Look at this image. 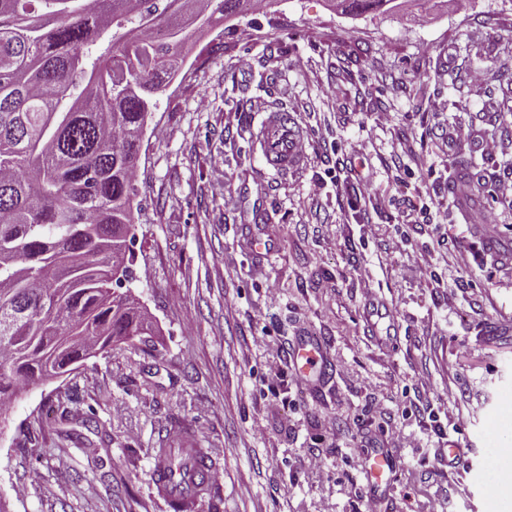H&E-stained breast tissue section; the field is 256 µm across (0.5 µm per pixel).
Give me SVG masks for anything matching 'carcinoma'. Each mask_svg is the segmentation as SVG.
<instances>
[{"label": "carcinoma", "instance_id": "carcinoma-1", "mask_svg": "<svg viewBox=\"0 0 512 512\" xmlns=\"http://www.w3.org/2000/svg\"><path fill=\"white\" fill-rule=\"evenodd\" d=\"M0 0V312L14 330L0 339V406L48 368L86 357L69 336L100 351L151 335L133 304L112 292L128 272L112 234L132 224L134 165L148 100L172 77L179 21L156 17L217 6L238 15L243 0ZM352 16L393 9L394 0H336ZM112 31L110 44L97 45ZM183 479L214 489L202 455L163 458Z\"/></svg>", "mask_w": 512, "mask_h": 512}]
</instances>
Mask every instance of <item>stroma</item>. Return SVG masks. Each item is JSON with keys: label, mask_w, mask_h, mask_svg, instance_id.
Segmentation results:
<instances>
[{"label": "stroma", "mask_w": 512, "mask_h": 512, "mask_svg": "<svg viewBox=\"0 0 512 512\" xmlns=\"http://www.w3.org/2000/svg\"><path fill=\"white\" fill-rule=\"evenodd\" d=\"M184 55L136 162L132 292L152 342L116 343L0 412L7 512H171L149 480L160 448L213 457L221 498L200 495L195 512H366L372 499L512 512L486 446L512 442V268L481 243L488 222L512 241L498 189L512 169V0H403L374 17L277 0L187 29ZM269 112L294 115L300 169L264 164ZM489 134L502 153L481 152ZM461 176L478 189L464 208L448 202ZM255 238L271 253H252ZM460 251L468 268L451 262ZM415 257L430 278L411 273ZM304 335L328 355L314 387L288 356ZM426 403L434 418L418 416ZM385 447L398 465L377 489L366 458Z\"/></svg>", "instance_id": "35a3bbf8"}]
</instances>
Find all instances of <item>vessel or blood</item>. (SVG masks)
<instances>
[{"mask_svg": "<svg viewBox=\"0 0 512 512\" xmlns=\"http://www.w3.org/2000/svg\"><path fill=\"white\" fill-rule=\"evenodd\" d=\"M300 132L293 115L286 112L268 113L262 120L261 146L263 160L275 171L285 173L299 167L303 155L297 149ZM294 370L303 376L322 372L325 367L323 347L312 336L301 339L291 353ZM150 480L168 500L193 502L194 489L191 485L175 481L163 465H155Z\"/></svg>", "mask_w": 512, "mask_h": 512, "instance_id": "b4317fda", "label": "vessel or blood"}]
</instances>
